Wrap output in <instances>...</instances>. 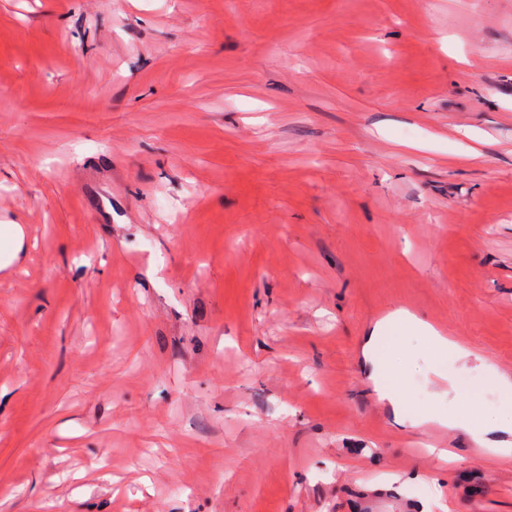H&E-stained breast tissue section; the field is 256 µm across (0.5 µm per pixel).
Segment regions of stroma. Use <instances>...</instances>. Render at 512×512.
Segmentation results:
<instances>
[{
  "label": "stroma",
  "instance_id": "stroma-1",
  "mask_svg": "<svg viewBox=\"0 0 512 512\" xmlns=\"http://www.w3.org/2000/svg\"><path fill=\"white\" fill-rule=\"evenodd\" d=\"M483 363L512 0H0V512H512ZM405 327L415 334L424 336L428 342L430 349L435 353L447 352L448 349L452 350L456 358L467 357L470 355L468 351L460 347L458 344L449 341L445 336H442L429 324L423 322L415 316H410L404 320ZM375 390L380 400L389 402L395 410L402 406L399 395V379L392 370L389 360H383L380 366L373 372ZM488 377L490 382L511 401V413L507 411L494 421L469 413L450 411L445 413H432L428 419L438 421L451 428H460L469 433L477 445L484 447L483 436L488 432L489 427L500 429L512 428V381L499 374L492 366H488Z\"/></svg>",
  "mask_w": 512,
  "mask_h": 512
}]
</instances>
